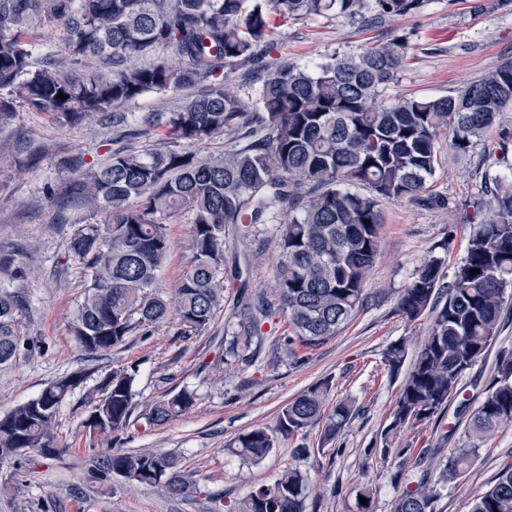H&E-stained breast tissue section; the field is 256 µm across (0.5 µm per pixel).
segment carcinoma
<instances>
[{
	"instance_id": "cac0c4a2",
	"label": "carcinoma",
	"mask_w": 512,
	"mask_h": 512,
	"mask_svg": "<svg viewBox=\"0 0 512 512\" xmlns=\"http://www.w3.org/2000/svg\"><path fill=\"white\" fill-rule=\"evenodd\" d=\"M421 0H0V129L12 125L17 108L49 113L72 126L112 123L130 140L139 124L165 129L162 142L141 150L128 142L103 163L69 159L78 172L66 192L86 211L70 241V258L87 284L70 329L80 349L97 357L137 332L149 335L170 323L179 336L208 329L231 298L224 282L237 280V261L227 265L226 231L246 241L258 224L276 225V296L291 335L285 338L296 363L336 338L368 299L366 285L379 257L384 201L432 203L427 181L440 166L439 140L466 151L512 105V62L500 65L463 90L437 98H388L407 57L399 39L360 53L332 56L310 71L273 65L268 56L276 22L301 17L371 22L407 14ZM63 24L72 64L34 61L28 38L34 22ZM95 57L99 69L80 66ZM244 67L258 76L253 100L228 81L227 70ZM208 87L188 94L171 112L128 119L121 107L146 92ZM63 94L64 98L57 97ZM227 137L224 152L203 156L193 146ZM33 153L23 137L0 149V165ZM59 192L50 193L59 199ZM484 198L472 216L464 256L450 281L445 259L423 258L398 296L400 315L431 316L427 333L408 351L390 344L383 361L390 372L409 370L390 413L381 459L410 455L396 445L408 426L444 415L462 392V378L483 359L502 332L505 306H512V179L485 172ZM190 216V259L174 297L158 283L169 248L166 220ZM479 273L470 274L471 269ZM236 331L224 356L250 362L255 338L272 316L265 293L242 283L232 298ZM26 298L0 288V368L25 349L20 332ZM484 401L468 413L466 442L448 452L440 483L455 484L470 471L479 444L512 424V352L495 357ZM84 374L62 377L41 393L0 415V465L34 450L45 458L63 452L54 428L66 397ZM135 370L105 374L84 427L93 435L118 434L135 409ZM195 403L186 389L153 404L147 424L166 425ZM328 384L290 400L274 427H258L228 443L244 460L258 462L278 437L323 424L333 442L349 423L353 406L340 400L326 411ZM107 477L157 487L168 497L198 492L194 475L172 454L114 453L97 460ZM307 473L289 467L270 484L250 491L235 512H305ZM440 493L424 471L402 490L390 512H437ZM470 512H512V461L477 493Z\"/></svg>"
}]
</instances>
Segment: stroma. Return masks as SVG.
<instances>
[{
    "mask_svg": "<svg viewBox=\"0 0 512 512\" xmlns=\"http://www.w3.org/2000/svg\"><path fill=\"white\" fill-rule=\"evenodd\" d=\"M406 40L408 57L387 89L389 97L432 98L448 95L512 61V0H424L417 11L369 24L343 19L300 18L277 27L271 58L308 69L326 58L360 53L392 39ZM31 149L36 164L0 169V256L25 270L22 278L0 272V286L22 292L28 308L21 331L28 348L9 368L0 370V413L39 395L51 382L81 372L85 378L65 400L55 433L61 456L36 452L0 466V512H233L254 487L273 482L286 468L306 472L314 486L307 512H358L359 488L370 491V512H389L393 498L418 476L413 455L379 459L373 450L388 425L401 376L382 360L385 348L425 334L428 317L408 321L396 301L427 252L445 257L453 274L464 255L482 175L491 166L487 150L512 140V107L501 113L488 133L467 151L441 143V163L427 184L441 207L406 200L383 205L381 255L366 285L370 296L352 322L335 339L311 352L300 365L288 359L284 318L273 316L254 362L224 359V337L233 320L218 312L198 335H175L171 325L150 335H133L97 357L81 351L69 323L84 292V272L69 258L70 237L82 217L69 201L48 203L46 187H64L73 177L68 160L104 159L116 148L111 123L91 128L59 123L46 113L19 109L13 123ZM189 219L180 213L167 220L169 251L159 269L167 290L177 287L190 257ZM249 254L250 282L275 300L274 259L278 239L274 225L262 224L238 245ZM134 369L138 416L119 437L90 435L83 422L90 393L115 369ZM332 384L329 398L350 400L351 421L335 442L323 444L320 427L279 440L261 462L251 463L226 450L238 434L274 426L280 408L322 381ZM186 389L194 406L164 426H151L142 411L167 394ZM458 417L448 410L439 420L402 433L403 446L438 449L447 456L465 438L454 431ZM154 449L177 456L195 471L200 492L169 498L147 485H128L119 476L97 479L94 462L105 454ZM512 461V425L484 442L469 475L444 488L439 512H468L476 491L493 482Z\"/></svg>",
    "mask_w": 512,
    "mask_h": 512,
    "instance_id": "35a3bbf8",
    "label": "stroma"
}]
</instances>
